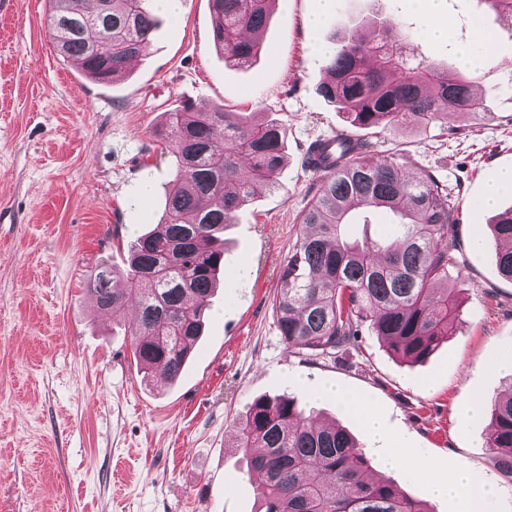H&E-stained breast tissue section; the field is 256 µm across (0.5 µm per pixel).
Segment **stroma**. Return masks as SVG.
<instances>
[{"instance_id": "obj_1", "label": "stroma", "mask_w": 512, "mask_h": 512, "mask_svg": "<svg viewBox=\"0 0 512 512\" xmlns=\"http://www.w3.org/2000/svg\"><path fill=\"white\" fill-rule=\"evenodd\" d=\"M315 8L275 0L257 59L238 67L215 46L210 0H181L178 13L159 11L125 77L98 83L56 51L48 0H0V203L10 208L0 222V512H256L259 479L235 446L249 404L289 393L366 443L357 416L318 397L336 386L382 421L389 450L406 460L389 477L430 512H466L464 495L431 488L466 470L495 487L491 512H512V481L486 446L490 414L474 410L501 392L497 363L512 353V281L497 271L490 231L512 190L495 210L479 205L512 168V28L479 0H446L448 41L426 35L413 0H335L313 28ZM476 15L496 39L478 84L498 95L445 124L387 126L374 149L397 153L407 178L441 181L459 206L453 336L422 363L393 356L365 327L336 356L299 353L276 327L278 269L321 180L307 149L348 126L318 91L317 48L381 26L411 57L455 67ZM187 103L277 123L286 160L279 189L255 196L224 231V287L181 376L147 383L124 330L131 310L102 317L86 277L124 268L123 242L158 222L174 159L146 150L166 112Z\"/></svg>"}]
</instances>
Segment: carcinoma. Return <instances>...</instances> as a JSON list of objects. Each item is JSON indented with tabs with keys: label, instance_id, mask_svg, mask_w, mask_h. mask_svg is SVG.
<instances>
[{
	"label": "carcinoma",
	"instance_id": "carcinoma-1",
	"mask_svg": "<svg viewBox=\"0 0 512 512\" xmlns=\"http://www.w3.org/2000/svg\"><path fill=\"white\" fill-rule=\"evenodd\" d=\"M272 2L212 0L213 38L227 61L245 64L258 53ZM49 4L58 53L97 82L123 75L157 27L153 0H95L91 10L85 0ZM323 70L320 94L355 128L443 121L496 94L458 70L407 58L383 28L338 43ZM157 138L177 164L159 222L127 245L125 269L98 266L88 285L97 307L135 311L128 333L136 364L174 382L224 274V227L255 195L280 187L285 133L221 104L184 105L168 113ZM372 147L345 130L330 151L321 139L313 144L326 174L280 265L276 323L285 343L310 357L346 349L367 323L393 355L417 362L448 339L458 317L448 267L457 264L459 243L448 228L459 212L446 185L403 178L395 155L374 161ZM379 212L395 217L384 230L370 221ZM491 229L497 269L512 280V207ZM116 277L124 287H111ZM487 407L488 448L512 478V377L508 393ZM237 447L262 477L259 512H429L394 482L370 476L353 437L315 423L288 394L252 403Z\"/></svg>",
	"mask_w": 512,
	"mask_h": 512
}]
</instances>
